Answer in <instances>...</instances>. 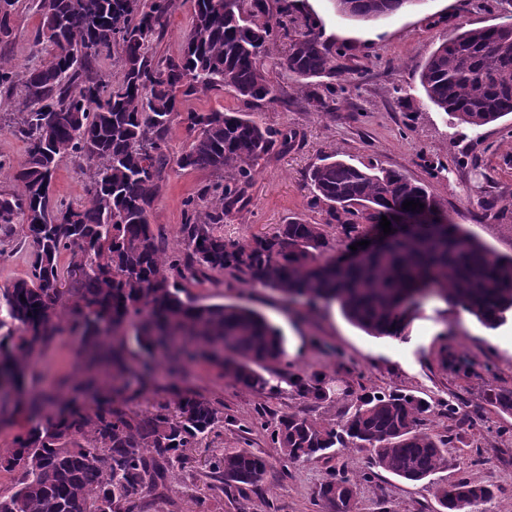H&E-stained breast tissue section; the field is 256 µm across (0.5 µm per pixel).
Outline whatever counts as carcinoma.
Here are the masks:
<instances>
[{"mask_svg": "<svg viewBox=\"0 0 512 512\" xmlns=\"http://www.w3.org/2000/svg\"><path fill=\"white\" fill-rule=\"evenodd\" d=\"M18 0H0V43L12 35ZM173 0H54L39 4L33 46L50 47L39 68L20 75L0 60V92L21 103L8 124L26 144L23 162L8 168L15 189L0 192L1 245L30 250V271L0 288V423L12 417L10 386L23 389L27 373L56 337L74 334L83 367L94 372L73 391L86 394L99 377L112 378V395L87 406L72 398L57 418H41L51 397L29 396L28 425L0 457L13 474L0 494V512H178L171 495L174 467L191 464L187 450L224 427V404L184 392L151 410L127 407L131 384L154 387L155 367L136 363L130 345L157 349L177 372L199 351L211 352L222 375L249 389H265L258 369L286 356L281 331L259 313L237 305L201 304L182 281L229 272L284 298L325 300L370 336L401 335L408 317L400 304L431 287L437 297L495 328L512 314V257L493 255L440 215L428 187L378 162L354 165L326 157L308 173L312 203L326 206L328 223L350 244L363 225L381 217L428 215L417 231L391 229L388 246L345 263L333 253L322 224L292 221L273 233L224 237V215L243 203L258 161L288 138L247 111L181 112L178 98L230 90L251 108L282 101L271 74L286 71L308 105L320 111L336 93L339 60L348 47L321 41L320 26L304 17L292 27L288 0H195L193 32L181 53L157 62L145 48L164 33ZM410 0H336L340 13L368 20L396 12ZM288 52L273 54L277 41ZM111 52L122 64L115 82L93 76L92 63ZM426 99L459 124L479 129L512 113V23L451 33L431 53L420 76ZM197 131L178 156L169 153L174 121ZM79 157L92 168L87 202H52L59 162ZM208 167L218 180L186 201L185 248L167 254L151 223L167 170ZM424 204L415 211L405 201ZM70 254V283L59 287L58 257ZM297 396L331 399L318 376L289 381ZM483 399L512 414V391L490 388ZM432 402L411 392L356 395L337 421L305 414L281 416L270 440L283 459L305 462L348 448H369L375 467L420 482L446 466L452 437L422 428ZM270 462L246 448L214 455L201 476L214 481V502L233 485L261 482ZM357 482L332 474L319 496L337 512H351ZM492 490L461 480L438 489L446 512H480Z\"/></svg>", "mask_w": 512, "mask_h": 512, "instance_id": "carcinoma-1", "label": "carcinoma"}]
</instances>
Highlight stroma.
<instances>
[{
    "label": "stroma",
    "instance_id": "stroma-1",
    "mask_svg": "<svg viewBox=\"0 0 512 512\" xmlns=\"http://www.w3.org/2000/svg\"><path fill=\"white\" fill-rule=\"evenodd\" d=\"M193 13L194 0H173L166 30L150 45V55H177L191 31ZM306 13L321 22L325 40L349 46L342 64L349 77L357 79L360 92L337 94L323 112L309 111L305 99L296 95L288 104L257 110L258 120L284 133L296 132L297 140L293 147L274 148L259 160L245 205L224 218L225 236L270 233L296 219L323 222L324 211L311 202L307 173L322 157L334 155L354 164L375 159L424 183L450 220L495 255L511 257L512 115L477 130L452 124L427 101L419 75L435 45L456 24L475 28L512 23V0H419L414 7L368 22L339 13L335 0H294V17ZM40 20L37 0H19L12 38L0 44V55L18 69L37 63L32 35ZM397 86L405 89L404 99L396 98ZM90 175L85 162L61 161L53 179L55 199L83 203ZM216 179L209 169L166 173L152 222L164 234L169 251L183 248L180 228L186 200ZM184 288L206 304L254 309L286 339V361L264 372L268 389L244 388L200 361L188 367L184 378H159L156 391L129 402L130 407L146 408L190 388L223 403V429L206 439L204 447L191 449L194 460L204 462L213 449L247 448L266 456L272 466L252 491L225 489L222 512H332L319 489L333 472L358 479L354 512H442L438 486L463 479L492 489L482 512H512V416L481 398L490 385L512 391V317L489 329L433 297L413 309L401 336L375 338L351 325L337 303L291 302L227 273H211ZM76 350L72 337L57 338L37 360L28 392L51 387L58 400L69 399L73 384L84 377ZM313 374L324 379L331 401L318 405L291 391L290 376ZM395 389L436 402L438 408L424 426L431 433L453 436L447 467L420 482L370 470L366 449L285 463L266 431L254 425L257 417L271 424L289 412L333 420L356 394ZM450 401L466 417L464 425L453 429L443 408Z\"/></svg>",
    "mask_w": 512,
    "mask_h": 512
}]
</instances>
